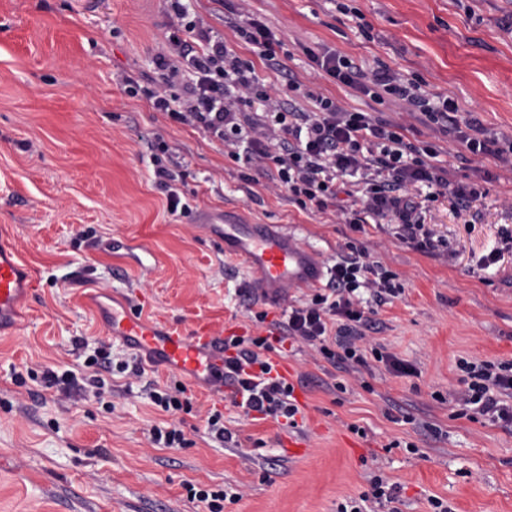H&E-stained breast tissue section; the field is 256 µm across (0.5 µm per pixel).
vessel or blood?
I'll return each mask as SVG.
<instances>
[{
    "mask_svg": "<svg viewBox=\"0 0 512 512\" xmlns=\"http://www.w3.org/2000/svg\"><path fill=\"white\" fill-rule=\"evenodd\" d=\"M225 255L247 269L251 283L269 304H279L291 288L321 284L327 268L315 251L296 235L274 224H240L233 217L208 225ZM35 276L15 246L0 237V333L20 330L21 309L29 299ZM86 305L102 329L138 351L153 366L164 368L188 383L224 393V351L208 325L186 328L163 319H149L126 299L89 294Z\"/></svg>",
    "mask_w": 512,
    "mask_h": 512,
    "instance_id": "vessel-or-blood-1",
    "label": "vessel or blood"
}]
</instances>
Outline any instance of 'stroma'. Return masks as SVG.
<instances>
[{
  "label": "stroma",
  "mask_w": 512,
  "mask_h": 512,
  "mask_svg": "<svg viewBox=\"0 0 512 512\" xmlns=\"http://www.w3.org/2000/svg\"><path fill=\"white\" fill-rule=\"evenodd\" d=\"M178 4L247 60L252 49L228 16L260 17L306 90L404 126L410 142L448 161L451 180L477 184L481 199L427 203L424 221L445 240L432 253L401 244L395 225L356 231L334 211L289 203L265 171L155 111L144 92L126 93L129 79L144 91L164 85L155 58L169 48ZM312 51L421 81L457 102L458 122L512 139V0H0V229L16 231L37 279L24 326L0 336V512H202L192 487L241 493L224 512H336L377 473L397 487L395 512H432V496L453 512H512V430L459 416L454 400L464 387L459 360L512 361V258L478 265L512 229V166L480 156L460 163L453 136L394 98L378 103L330 80L312 67ZM161 140L186 172L190 216L171 215L155 183L150 157ZM224 209L288 227L323 263L352 241L396 272L405 290L379 308L382 328L367 344L414 364L416 375L375 362L341 376L313 348L272 353L292 366L306 398L298 426L225 411L238 448L208 435L205 418L224 403L207 387H191L190 410H158L144 387L173 385L175 375L124 371L134 352L103 333L84 297L114 288L152 318L218 334L253 328L242 293L250 275L202 224L204 211ZM110 239L139 245L137 258L106 251ZM100 347L114 366L109 401L27 377L81 372ZM338 378L346 392L331 391ZM169 421L183 430V447L152 444L150 428ZM290 435L307 455L285 454ZM351 441L362 455L347 453Z\"/></svg>",
  "instance_id": "obj_1"
}]
</instances>
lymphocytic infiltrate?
I'll list each match as a JSON object with an SVG mask.
<instances>
[{"label": "lymphocytic infiltrate", "mask_w": 512, "mask_h": 512, "mask_svg": "<svg viewBox=\"0 0 512 512\" xmlns=\"http://www.w3.org/2000/svg\"><path fill=\"white\" fill-rule=\"evenodd\" d=\"M172 27L169 41L178 56L159 53L156 65L171 75L187 67L191 78L176 93L163 87L148 91L153 109L180 123L195 122L221 141L234 161L265 165L276 188L300 209L335 208L357 231L369 220L397 222L399 241L428 253L440 242L424 222L412 185L431 186L428 199L432 202L445 194L462 202L477 199L476 189L452 185L437 151L414 145L403 126L369 112L345 109L328 97H315L309 110L291 96L271 98L256 73L255 61L242 59L226 42L212 41L184 9H177ZM232 28L239 40L254 48L256 61L284 79L287 91L299 90V82L278 58L279 39L263 21L251 18L233 23ZM310 60L329 77L374 100L390 95L403 101L409 111L422 114L429 123L447 124L458 110L448 97L431 102L420 82L404 81L388 68L367 74L338 53L314 54ZM159 149L151 163L156 183L166 192L167 209L172 214H189L190 206L183 203L179 188L185 173L169 159L167 144ZM353 174L360 175L362 188L345 203L340 195L347 190L346 177ZM362 288L371 291L377 306L404 291L397 273L370 260L364 247L349 242L331 265L325 285L305 303L283 310L274 321L267 311L255 312V320L268 325L266 335L224 339L225 402L257 420L282 418L287 425H295L299 408L294 387L274 375L270 358L276 345L288 342L318 348L324 359L347 374L372 359L394 375H413L415 369L408 362L376 348L366 349L368 335L379 330L380 322L375 309L359 308L355 293ZM459 367L469 377L456 398L463 412L512 428V363L463 360Z\"/></svg>", "instance_id": "obj_1"}]
</instances>
